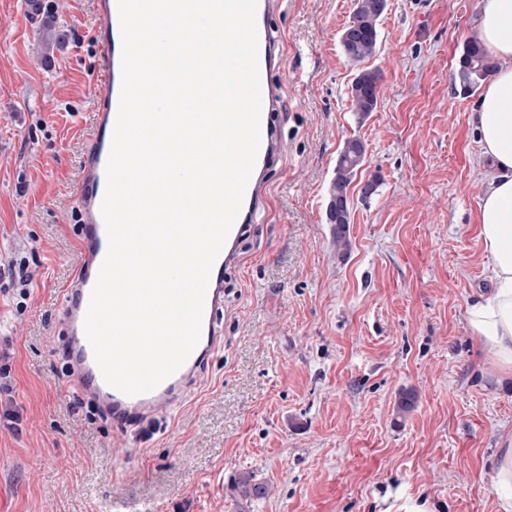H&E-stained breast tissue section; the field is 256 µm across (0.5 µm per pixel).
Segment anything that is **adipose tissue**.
Here are the masks:
<instances>
[{
  "label": "adipose tissue",
  "instance_id": "1",
  "mask_svg": "<svg viewBox=\"0 0 512 512\" xmlns=\"http://www.w3.org/2000/svg\"><path fill=\"white\" fill-rule=\"evenodd\" d=\"M479 29L498 63L472 114L481 153L493 164L476 217L492 288L468 307L467 320L500 382L512 376V0H482Z\"/></svg>",
  "mask_w": 512,
  "mask_h": 512
}]
</instances>
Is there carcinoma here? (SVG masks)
<instances>
[{
    "label": "carcinoma",
    "mask_w": 512,
    "mask_h": 512,
    "mask_svg": "<svg viewBox=\"0 0 512 512\" xmlns=\"http://www.w3.org/2000/svg\"><path fill=\"white\" fill-rule=\"evenodd\" d=\"M387 9V0H355L353 12L340 34V47L344 58L351 63H360L374 57L379 50L380 25ZM495 69L494 60L488 55L482 43L473 38L464 47L460 59L458 77L466 91L476 87ZM379 79L377 70H362L356 74L349 86L352 111L358 120H365L378 107ZM364 142L356 137L347 139L336 159L330 180L327 200L347 199L353 179L365 160ZM331 224V233L336 249L346 250L349 246L351 206H345L341 216L326 215ZM234 497L246 501L267 495L268 487L254 480L252 474H242L232 485Z\"/></svg>",
    "instance_id": "obj_1"
}]
</instances>
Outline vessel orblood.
Returning <instances> with one entry per match:
<instances>
[{
	"label": "vessel or blood",
	"mask_w": 512,
	"mask_h": 512,
	"mask_svg": "<svg viewBox=\"0 0 512 512\" xmlns=\"http://www.w3.org/2000/svg\"><path fill=\"white\" fill-rule=\"evenodd\" d=\"M279 0H258V62L262 94L261 143L248 181L243 204L210 275L198 344L184 364L154 390L128 396L108 385L95 361L84 332V318L92 289L108 250V237L101 214L106 191V166L111 150L122 86L123 41L117 0H91L94 35L99 48L96 81L102 103L93 115L92 133L85 145L72 200L80 214L82 232L74 278L62 295L61 331L69 358V383L114 417L145 421L183 402L200 378L206 358L221 346L216 314L224 305V269L238 262L240 247L257 207L266 201L267 172L283 154V144L272 115L280 98L272 75L279 69L283 49L271 35L269 19Z\"/></svg>",
	"instance_id": "b4317fda"
}]
</instances>
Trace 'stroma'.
<instances>
[{"instance_id": "obj_1", "label": "stroma", "mask_w": 512, "mask_h": 512, "mask_svg": "<svg viewBox=\"0 0 512 512\" xmlns=\"http://www.w3.org/2000/svg\"><path fill=\"white\" fill-rule=\"evenodd\" d=\"M353 4L273 15L287 151L224 271L223 345L182 404L130 430L68 385L58 336L77 262L67 199L100 104L91 8L41 0L70 34L49 50L26 0H0V512H499L512 378L490 380L466 318L490 276L478 96L457 76L481 0H388L361 64L339 45ZM363 68L380 72V101L360 121L348 87ZM351 137L366 157L342 255L325 211ZM406 389L417 403L401 416ZM245 472L265 498L235 499Z\"/></svg>"}]
</instances>
